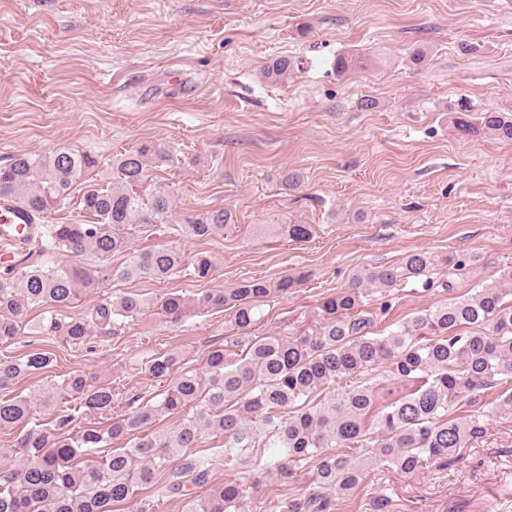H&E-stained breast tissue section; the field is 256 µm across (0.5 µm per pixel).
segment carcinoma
<instances>
[{
	"instance_id": "1",
	"label": "carcinoma",
	"mask_w": 512,
	"mask_h": 512,
	"mask_svg": "<svg viewBox=\"0 0 512 512\" xmlns=\"http://www.w3.org/2000/svg\"><path fill=\"white\" fill-rule=\"evenodd\" d=\"M297 63L279 57L268 63L265 77L283 81ZM457 132L488 134L512 141V118L500 111H474L462 97L450 108ZM172 161L170 147L143 141L112 160V182L88 184L80 198L88 220L78 224H41L36 240L40 260L16 253L15 263L0 273V345L13 343L22 328L33 336L93 349L114 338L150 307L146 298L116 296L79 318L61 311L83 290L94 287L97 271L83 257L100 262L128 250L125 226L154 224L171 209V198L158 193L149 201L138 195L148 167ZM99 160L85 152L17 154L0 166V196H10L35 217L43 218L69 198L74 186L94 173ZM231 215L201 213L185 232L207 239L224 230ZM293 240L312 233L309 224H280ZM60 251L74 262L52 265ZM183 256L172 248L133 254L110 270L120 280L164 279L185 270ZM457 266L454 258L413 251L399 262L357 270L349 285L322 298L321 319L291 336H249L263 317V306L302 285L305 275L286 274L275 281L250 278L227 291L206 292L194 300L170 292L157 301L171 321L190 307L222 308L228 323L226 343L211 345L203 368L175 374L177 357L156 354L139 363L140 372L170 380L161 397L145 402L133 395L131 412L112 416V386L97 384L80 370L64 379L82 413L107 417L104 427L75 428V414L59 408L61 393L51 386L37 398L59 409L51 426L33 417L26 396L0 400V429L21 428L15 447L23 459L0 463V512H113L142 489L176 494L191 483L205 488L189 498L183 512H248L239 485L211 487L218 466L288 480L311 469L314 485L347 493L359 485L370 466H392L412 475L428 461L454 460L459 449L484 433L478 415L455 417L463 399L468 406L494 404L512 414V269L470 295L453 297L418 312L386 336L372 330L373 312L364 308L366 291L385 292L408 279L425 288L432 275ZM46 306L52 314L37 323L29 312ZM242 348L234 355L233 348ZM50 353L33 350L22 357H0V390L45 372ZM379 365L400 385L401 394L379 404L372 372ZM169 416L180 417L171 431H148ZM206 435L224 440L211 455L189 454ZM115 440L123 448H110ZM100 449L105 460L88 465L87 449ZM280 512H330L331 500L320 493L290 496Z\"/></svg>"
}]
</instances>
